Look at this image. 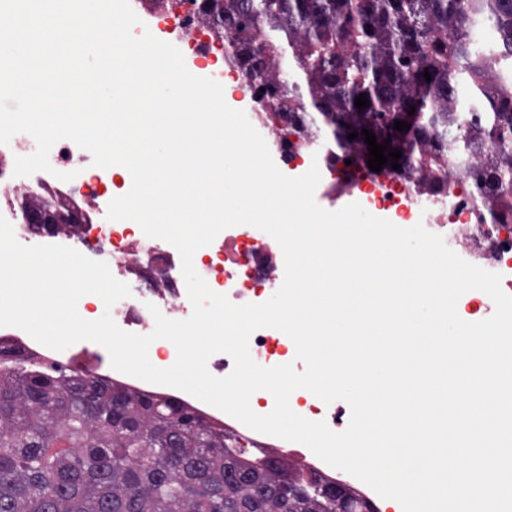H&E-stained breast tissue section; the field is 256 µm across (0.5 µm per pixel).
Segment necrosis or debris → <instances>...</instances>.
<instances>
[{
  "instance_id": "necrosis-or-debris-1",
  "label": "necrosis or debris",
  "mask_w": 512,
  "mask_h": 512,
  "mask_svg": "<svg viewBox=\"0 0 512 512\" xmlns=\"http://www.w3.org/2000/svg\"><path fill=\"white\" fill-rule=\"evenodd\" d=\"M172 27L186 33L195 55L193 61L187 62V69L196 76L223 81L221 57L205 39L206 24L196 12L175 17ZM35 149L34 138L26 133L16 134L9 144L0 145V214L13 225L17 240L28 246L62 244L91 259L108 255L113 276L129 284L132 290L131 297L117 302L111 309L114 321L125 331L142 335L152 332L154 320L148 310L152 304L168 319H186L192 306L180 272L178 251L163 240L145 236L139 225L106 217L110 201L127 193L129 182H114L111 172L90 165L86 151L69 140L59 141L52 148L49 155L52 172L14 176L15 158L29 155ZM60 171L74 172L75 177L68 182L61 181L56 177ZM424 174L420 163L415 164L407 181L398 176L375 179L366 174L349 191L359 195L364 186H372L374 202L383 210L390 209L400 194L413 208L428 206L436 234L470 253L475 265L494 268L502 277L504 292L512 295V233H502L484 219L467 188L469 178L464 166L449 161L444 176L456 184L454 196L426 204L412 189L413 183L421 181ZM47 200L59 207L75 204L89 216V223L62 224L51 234L31 230L23 221L25 210L29 205ZM281 257V249L272 237L220 234L209 246L197 251L195 268L214 292L227 295L233 303L243 304L251 302L260 292L280 287ZM0 341L19 347L39 360H63L104 372L109 379L123 378L128 387L138 391L147 386L141 379L120 376L112 368L107 351L97 344L57 352L12 326L0 328ZM179 398L223 424L225 431L247 441L254 455L265 458L280 453L281 447L272 436L248 428L188 393H180Z\"/></svg>"
}]
</instances>
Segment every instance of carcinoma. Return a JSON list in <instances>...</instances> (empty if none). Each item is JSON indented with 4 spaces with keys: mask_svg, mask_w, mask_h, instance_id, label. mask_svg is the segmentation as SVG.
<instances>
[{
    "mask_svg": "<svg viewBox=\"0 0 512 512\" xmlns=\"http://www.w3.org/2000/svg\"><path fill=\"white\" fill-rule=\"evenodd\" d=\"M199 12L254 100L277 103L283 138L331 135L328 166L362 165L371 119L406 157L401 177L421 157V191L446 198L451 155L487 222L512 224V0H200ZM487 22L496 38L475 39ZM319 483L229 447L224 429L162 393L59 363L0 365V512H378L353 486L338 499Z\"/></svg>",
    "mask_w": 512,
    "mask_h": 512,
    "instance_id": "cac0c4a2",
    "label": "carcinoma"
}]
</instances>
